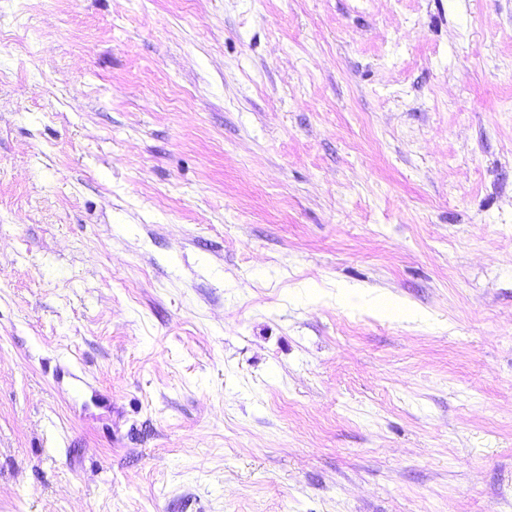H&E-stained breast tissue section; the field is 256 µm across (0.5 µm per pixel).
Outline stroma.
<instances>
[{
    "mask_svg": "<svg viewBox=\"0 0 512 512\" xmlns=\"http://www.w3.org/2000/svg\"><path fill=\"white\" fill-rule=\"evenodd\" d=\"M0 512H512V0H0Z\"/></svg>",
    "mask_w": 512,
    "mask_h": 512,
    "instance_id": "1",
    "label": "stroma"
}]
</instances>
